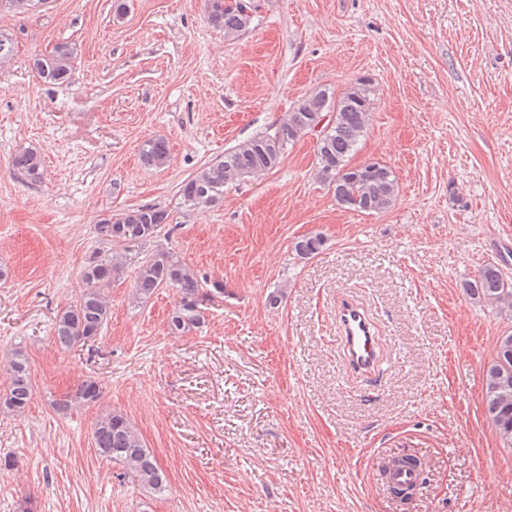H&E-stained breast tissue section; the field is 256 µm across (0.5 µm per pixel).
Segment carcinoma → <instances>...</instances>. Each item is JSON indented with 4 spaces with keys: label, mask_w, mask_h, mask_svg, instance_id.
Listing matches in <instances>:
<instances>
[{
    "label": "carcinoma",
    "mask_w": 512,
    "mask_h": 512,
    "mask_svg": "<svg viewBox=\"0 0 512 512\" xmlns=\"http://www.w3.org/2000/svg\"><path fill=\"white\" fill-rule=\"evenodd\" d=\"M37 0H0V5L20 17L33 13ZM254 0H206L209 25L224 31V37L236 39L254 22ZM74 47L68 42L56 44L47 55L33 60L34 69L46 83H64L70 76ZM377 88L367 77L357 80L337 96L318 90L302 96L285 113L271 133L254 136L224 152V156L204 165L181 182L178 195L189 210L209 209L224 201V185L257 177L276 168L288 146L313 131L323 113L334 117L319 131L316 145L317 177L332 191L343 208L368 214L388 211L398 194L396 176L380 162L350 166L361 137L367 130L371 105ZM168 141L152 137L140 147L144 165L160 168L167 164ZM13 169L30 182L43 176V158L34 148H22L12 157ZM172 223L171 212L155 204L123 211H108L99 216L94 233L99 242L120 249L117 254L93 252L85 263L83 287L77 298L61 310L55 321L54 339L63 349L94 341L107 325L110 302L107 289L112 286L127 262L134 263L132 296L145 303L161 288H173L178 295L168 318L169 333L180 335L205 323L204 304L224 293V283L210 281L190 267L176 253L159 249L140 255L142 248L160 236ZM325 245L320 234L298 238L292 245L296 256L309 259ZM472 298L487 306L506 305L512 309V282L495 263L485 265L474 279L466 282ZM0 368L9 376V385L0 395V410L24 413L31 405L34 389L27 358L20 350L0 356ZM102 388L94 380H84L75 391L54 402V410L70 414L79 406L97 403ZM484 402L502 445L512 447V333L498 339L496 356L484 375ZM94 448L103 458L120 466L118 478L151 495L168 491L167 477L156 457L147 448L132 421L122 412L105 410L93 425Z\"/></svg>",
    "instance_id": "cac0c4a2"
}]
</instances>
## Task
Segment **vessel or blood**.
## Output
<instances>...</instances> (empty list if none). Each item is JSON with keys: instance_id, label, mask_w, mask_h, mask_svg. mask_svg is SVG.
<instances>
[{"instance_id": "1", "label": "vessel or blood", "mask_w": 512, "mask_h": 512, "mask_svg": "<svg viewBox=\"0 0 512 512\" xmlns=\"http://www.w3.org/2000/svg\"><path fill=\"white\" fill-rule=\"evenodd\" d=\"M337 339L352 370L373 371L379 361L375 324L368 312L355 303H343L337 311Z\"/></svg>"}]
</instances>
